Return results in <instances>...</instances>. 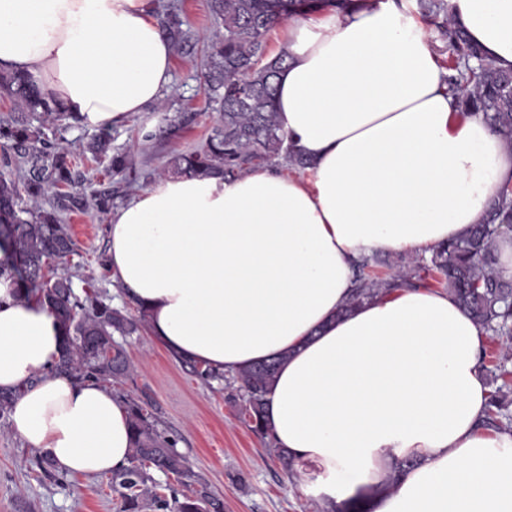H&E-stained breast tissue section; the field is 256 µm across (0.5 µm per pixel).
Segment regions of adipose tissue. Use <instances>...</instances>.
I'll use <instances>...</instances> for the list:
<instances>
[{"label": "adipose tissue", "instance_id": "ef3b65f1", "mask_svg": "<svg viewBox=\"0 0 512 512\" xmlns=\"http://www.w3.org/2000/svg\"><path fill=\"white\" fill-rule=\"evenodd\" d=\"M409 2L289 20L276 106L306 173L161 179L110 211L108 265L174 356L232 375L285 355L267 418L337 512H512V430L479 426L486 331L436 288L336 316L354 260L430 256L512 183V150L481 112L457 119L459 94ZM448 11L512 69V0H448ZM172 60L150 0H0V68L28 73L86 126L144 111ZM62 341L38 293L0 276L13 428L61 471L118 470L127 405L104 384L56 375Z\"/></svg>", "mask_w": 512, "mask_h": 512}]
</instances>
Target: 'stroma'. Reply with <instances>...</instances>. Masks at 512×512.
<instances>
[{
  "label": "stroma",
  "instance_id": "1",
  "mask_svg": "<svg viewBox=\"0 0 512 512\" xmlns=\"http://www.w3.org/2000/svg\"><path fill=\"white\" fill-rule=\"evenodd\" d=\"M182 28L189 41L173 57L170 85L144 111L112 127L113 153L128 156V178L111 176L107 162L86 160L81 140L94 128L76 124L63 133L71 159L91 190L118 188L114 206L153 187L167 155L201 147L218 113L206 95L201 68L208 42L224 28L209 0H178ZM75 253L68 273L77 296L92 292L112 308L137 316L107 268L109 236L106 220L95 212L66 216ZM131 376L113 385L114 393L142 405L162 428L179 435L196 480L205 482L223 512H330L315 490L314 475L286 471L275 452L248 426L235 389L207 384L189 365L157 345L148 330L123 340ZM121 498L109 476L83 477L62 472L46 457L27 448L9 418L0 419V512H119Z\"/></svg>",
  "mask_w": 512,
  "mask_h": 512
}]
</instances>
